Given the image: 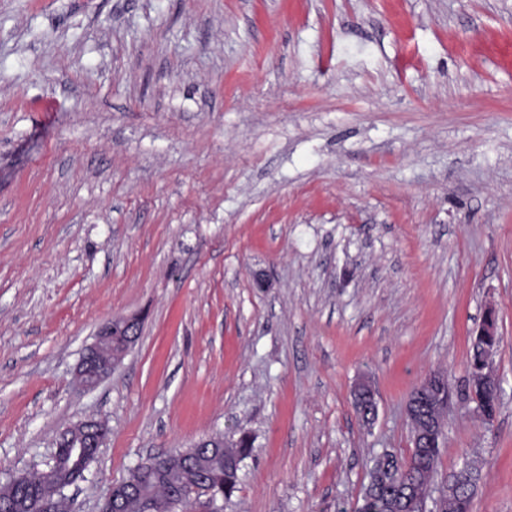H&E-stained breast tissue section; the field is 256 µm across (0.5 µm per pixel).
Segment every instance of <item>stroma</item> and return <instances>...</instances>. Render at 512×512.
I'll list each match as a JSON object with an SVG mask.
<instances>
[{
	"instance_id": "stroma-1",
	"label": "stroma",
	"mask_w": 512,
	"mask_h": 512,
	"mask_svg": "<svg viewBox=\"0 0 512 512\" xmlns=\"http://www.w3.org/2000/svg\"><path fill=\"white\" fill-rule=\"evenodd\" d=\"M489 309L487 425L465 385ZM437 372L439 476L473 462V512H512V0H0V482L104 418L72 512L244 432L224 512H354ZM139 328V319L131 317L113 319L98 329L95 340L85 348L76 369L77 384L82 390H93L112 375L140 336ZM116 329L123 332V336H113ZM124 336H127L125 344ZM122 345V352L112 350V347L116 350ZM354 405L359 409L362 419L372 420L377 411V406L372 388L365 383L358 384L353 391ZM242 438L240 439V448H234L233 446L229 447L226 442L224 443V436H215L210 437L208 439L201 440L197 444H195L192 448H196L199 452H202L200 448H208L206 450V454H213L216 451V448H234L237 454L245 460L251 455L253 441L250 435L247 433H242Z\"/></svg>"
}]
</instances>
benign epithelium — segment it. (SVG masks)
I'll return each instance as SVG.
<instances>
[{
	"instance_id": "obj_1",
	"label": "benign epithelium",
	"mask_w": 512,
	"mask_h": 512,
	"mask_svg": "<svg viewBox=\"0 0 512 512\" xmlns=\"http://www.w3.org/2000/svg\"><path fill=\"white\" fill-rule=\"evenodd\" d=\"M140 322L135 317L113 319L102 325L95 334V340L88 345L78 363L76 380L78 386L89 391L109 378L121 364L125 353L135 344L140 336ZM120 330L127 336V341L120 352L112 350V332ZM477 335L484 337L485 343L480 348V368L477 381L481 388L500 393L499 383L489 370V361L496 346L497 319L493 310L487 314L479 326ZM453 393L445 378L439 374L428 376L413 392L406 403V415L414 429L415 447L421 443L437 445L444 439V422L442 414L449 408ZM354 405L359 409L362 419L369 421L376 415L377 406L372 388L358 384L353 391ZM109 434L107 424L100 420H86L67 428L59 437L57 446L71 449L78 458L91 463L94 456L90 452L101 448ZM394 454L388 451L380 454L369 474L362 498L366 504H376L382 493L389 492L388 509L384 512H425L424 495L415 490L412 484H396L391 479L393 470L386 465ZM193 454L175 452L154 456V467L158 470L183 469L189 466ZM478 485L474 483L448 482L439 489L436 500V512H443L447 493L461 492L475 496ZM205 497L206 512H223L224 497L214 493L206 483H198L185 490L178 489L169 498V512H179L191 496ZM140 508V512H154L153 504L143 496L142 488L135 482L121 481L112 486L110 494L100 506V512H129L131 506Z\"/></svg>"
}]
</instances>
